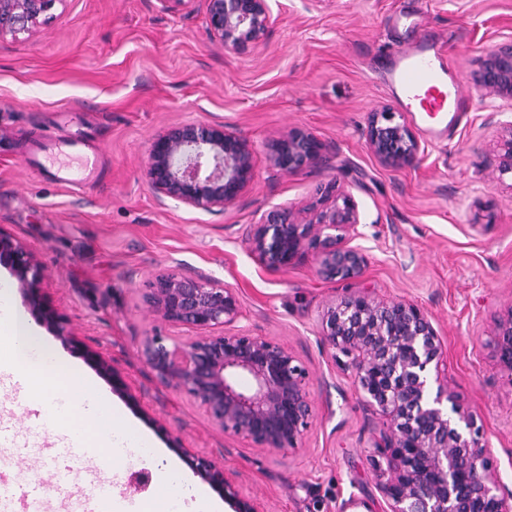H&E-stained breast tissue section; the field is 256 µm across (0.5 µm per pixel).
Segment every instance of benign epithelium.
Returning a JSON list of instances; mask_svg holds the SVG:
<instances>
[{
	"instance_id": "1",
	"label": "benign epithelium",
	"mask_w": 512,
	"mask_h": 512,
	"mask_svg": "<svg viewBox=\"0 0 512 512\" xmlns=\"http://www.w3.org/2000/svg\"><path fill=\"white\" fill-rule=\"evenodd\" d=\"M61 2L0 0V39L36 32ZM203 2L211 39L231 53L257 46L274 22L269 0ZM475 83L512 101L511 42L482 58ZM366 137L370 152L386 168L411 165L421 154L412 127L401 113L388 108L372 113ZM322 157L323 145L301 130L276 139L269 152V162L286 172ZM496 171L501 177L512 175V123L499 133ZM145 177L161 204L174 199L192 208L220 211L239 201L253 183V147L222 122L182 124L152 141ZM357 224L355 205L344 196L311 217L272 210L249 225L246 238L264 268L286 270L311 251L321 277L346 280L366 266L364 251L348 244ZM0 265L10 270L38 322L76 345L62 316L43 295L34 255L1 229ZM146 301L166 322L198 330L197 336L171 349L166 336L146 338L142 355L161 381L185 390L226 435L243 434L262 448H298L312 420L308 370L270 338L225 330L240 314L235 292L202 275H170L158 280ZM321 336L352 356L357 388L389 419L391 475L379 485L386 508L375 511L365 502L366 512H512V493L500 492L492 451L476 417L441 382L442 343L422 309L350 295L328 306ZM495 349L512 373V309L498 320ZM81 351L112 381L115 391L131 396L122 375L106 359L85 347ZM240 374L252 378V390L237 388ZM181 453L194 475L224 494L233 512H265L256 499L242 494L223 465L188 448Z\"/></svg>"
}]
</instances>
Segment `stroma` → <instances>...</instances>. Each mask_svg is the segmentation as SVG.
Wrapping results in <instances>:
<instances>
[{
    "mask_svg": "<svg viewBox=\"0 0 512 512\" xmlns=\"http://www.w3.org/2000/svg\"><path fill=\"white\" fill-rule=\"evenodd\" d=\"M275 22L258 47L234 54L208 33L201 0H61L37 32L0 41V229L33 250L51 304L77 340L125 378L123 413L182 462L181 448L217 458L266 512H338L381 502L389 475L386 419L354 384L344 354L321 336L331 303L366 294L428 313L444 352L443 377L477 417L500 490L512 493V373L494 351L496 320L512 308V178L496 172L497 136L512 103L477 87L479 60L512 41V0H271ZM416 23L394 25L396 16ZM422 38L445 53L469 99L450 132L430 140L406 113L423 152L390 169L371 154L372 112L402 106L386 84L394 51ZM221 121L254 148L255 180L221 211L158 204L144 168L152 139L181 123ZM303 130L324 145L317 165L288 173L268 161L273 140ZM99 155L82 188L59 184L45 144ZM353 200L351 240L367 264L328 280L306 254L285 271L258 264L245 238L267 212H303L324 187ZM203 275L231 288L233 327L274 339L306 366L312 425L294 450L261 448L215 427L182 388L160 381L141 355L155 333L178 340L145 296L167 274ZM0 507L24 512L25 492L63 512L99 449L74 427L48 426L12 369H0Z\"/></svg>",
    "mask_w": 512,
    "mask_h": 512,
    "instance_id": "stroma-1",
    "label": "stroma"
}]
</instances>
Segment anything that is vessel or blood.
I'll use <instances>...</instances> for the list:
<instances>
[{
  "label": "vessel or blood",
  "mask_w": 512,
  "mask_h": 512,
  "mask_svg": "<svg viewBox=\"0 0 512 512\" xmlns=\"http://www.w3.org/2000/svg\"><path fill=\"white\" fill-rule=\"evenodd\" d=\"M388 82L406 100L407 111L427 114L436 133L447 132L449 113L468 110L467 99L432 41L398 50L389 68Z\"/></svg>",
  "instance_id": "1"
}]
</instances>
